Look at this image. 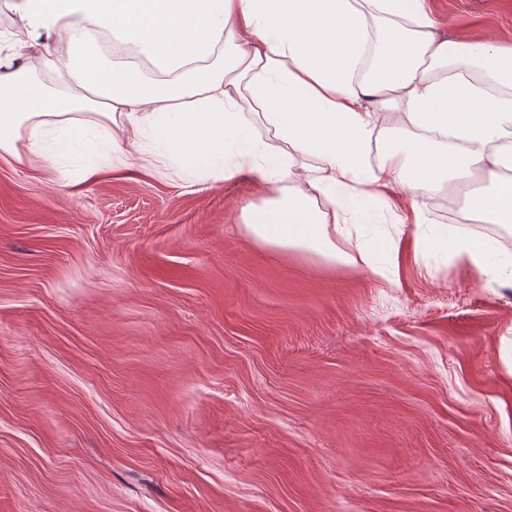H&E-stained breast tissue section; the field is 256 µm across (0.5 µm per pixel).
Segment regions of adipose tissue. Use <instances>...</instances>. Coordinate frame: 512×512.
<instances>
[{
    "label": "adipose tissue",
    "instance_id": "1",
    "mask_svg": "<svg viewBox=\"0 0 512 512\" xmlns=\"http://www.w3.org/2000/svg\"><path fill=\"white\" fill-rule=\"evenodd\" d=\"M37 57L84 96L0 72V154L49 158L100 140L112 168L246 176L242 211L260 247L395 274L390 250L339 245L383 211L427 223L420 197L448 189L484 224L512 223V43L442 37L428 0H17ZM131 46L112 61L98 35ZM168 74L149 83L143 63ZM268 134L260 136L256 128ZM488 175L491 189L475 192ZM492 278L512 275L488 241L433 233Z\"/></svg>",
    "mask_w": 512,
    "mask_h": 512
}]
</instances>
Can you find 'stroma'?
<instances>
[{
  "label": "stroma",
  "instance_id": "stroma-1",
  "mask_svg": "<svg viewBox=\"0 0 512 512\" xmlns=\"http://www.w3.org/2000/svg\"><path fill=\"white\" fill-rule=\"evenodd\" d=\"M255 198L0 158V512H512V286L412 223L393 284L273 254Z\"/></svg>",
  "mask_w": 512,
  "mask_h": 512
}]
</instances>
